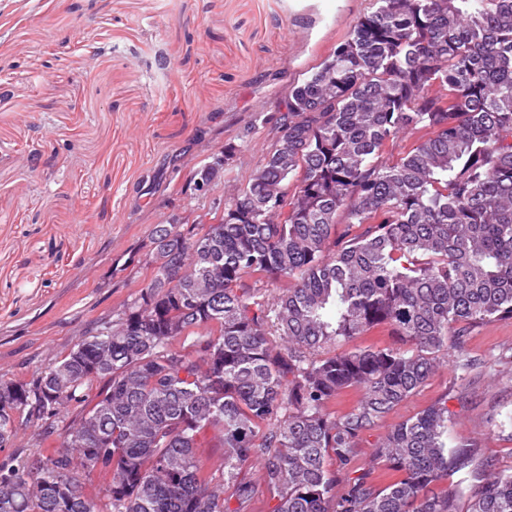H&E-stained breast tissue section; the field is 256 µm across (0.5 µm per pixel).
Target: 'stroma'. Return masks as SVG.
<instances>
[{"mask_svg":"<svg viewBox=\"0 0 512 512\" xmlns=\"http://www.w3.org/2000/svg\"><path fill=\"white\" fill-rule=\"evenodd\" d=\"M374 0H0V380H27L140 289L153 225L212 211L275 141L280 101ZM233 153L208 192L192 171ZM134 266H126L129 256ZM393 425L448 398V448L512 468V319L470 328Z\"/></svg>","mask_w":512,"mask_h":512,"instance_id":"obj_1","label":"stroma"}]
</instances>
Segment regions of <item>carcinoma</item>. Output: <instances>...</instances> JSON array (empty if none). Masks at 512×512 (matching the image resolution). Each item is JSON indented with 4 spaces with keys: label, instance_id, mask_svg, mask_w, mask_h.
<instances>
[{
    "label": "carcinoma",
    "instance_id": "carcinoma-1",
    "mask_svg": "<svg viewBox=\"0 0 512 512\" xmlns=\"http://www.w3.org/2000/svg\"><path fill=\"white\" fill-rule=\"evenodd\" d=\"M376 4L216 223L154 225L148 280L48 364L42 410L0 381V449L37 448L0 459V512H247L261 486L271 512H512V471L434 491L471 463L446 396L359 458L448 352L461 385L485 367L467 328L512 319V0ZM383 328L406 346L351 345Z\"/></svg>",
    "mask_w": 512,
    "mask_h": 512
}]
</instances>
